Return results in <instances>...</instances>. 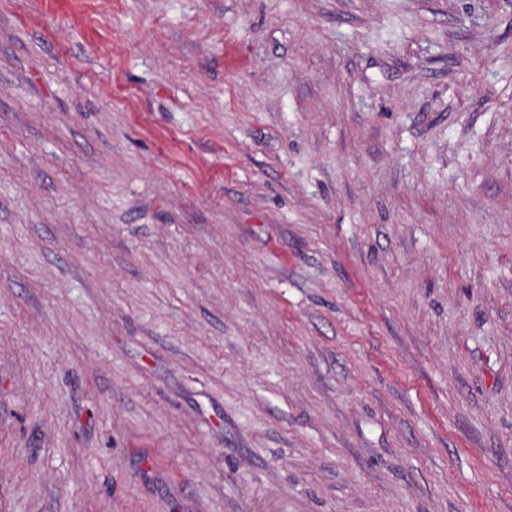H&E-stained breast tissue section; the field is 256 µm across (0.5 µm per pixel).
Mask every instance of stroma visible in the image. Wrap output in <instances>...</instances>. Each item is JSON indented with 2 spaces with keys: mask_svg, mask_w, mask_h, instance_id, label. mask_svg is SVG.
Returning <instances> with one entry per match:
<instances>
[{
  "mask_svg": "<svg viewBox=\"0 0 512 512\" xmlns=\"http://www.w3.org/2000/svg\"><path fill=\"white\" fill-rule=\"evenodd\" d=\"M0 512H512V0H0Z\"/></svg>",
  "mask_w": 512,
  "mask_h": 512,
  "instance_id": "stroma-1",
  "label": "stroma"
}]
</instances>
